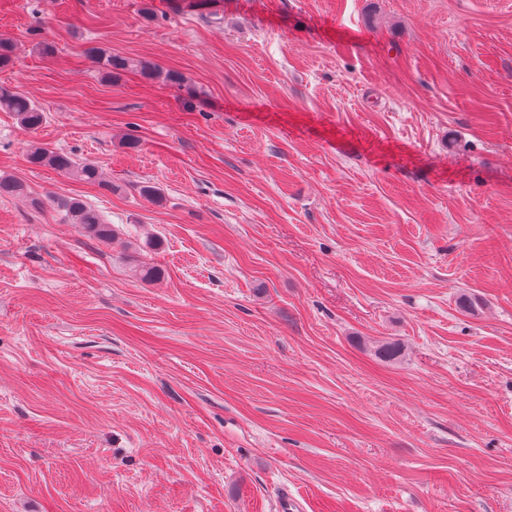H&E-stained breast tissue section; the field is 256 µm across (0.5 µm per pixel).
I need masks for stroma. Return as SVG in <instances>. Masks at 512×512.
Masks as SVG:
<instances>
[{"label":"stroma","instance_id":"1","mask_svg":"<svg viewBox=\"0 0 512 512\" xmlns=\"http://www.w3.org/2000/svg\"><path fill=\"white\" fill-rule=\"evenodd\" d=\"M1 36L47 119L0 112L45 201L0 196V512H512V0H0ZM91 52L95 55L97 62L101 68L103 77L112 82L120 76L121 72L136 68L140 74L145 78H153L157 73L155 67H151L142 62L135 64L133 61L119 56H112V54L102 51L98 48H92ZM28 161L38 166H49L64 172L77 181L98 185L111 190L112 184L102 178L99 167L91 162L75 158L71 154L58 152L40 145H33L27 153ZM64 222L78 224L82 233L92 239L112 244L116 239V231L112 224H107L102 215L76 197L59 198L56 201Z\"/></svg>","mask_w":512,"mask_h":512}]
</instances>
